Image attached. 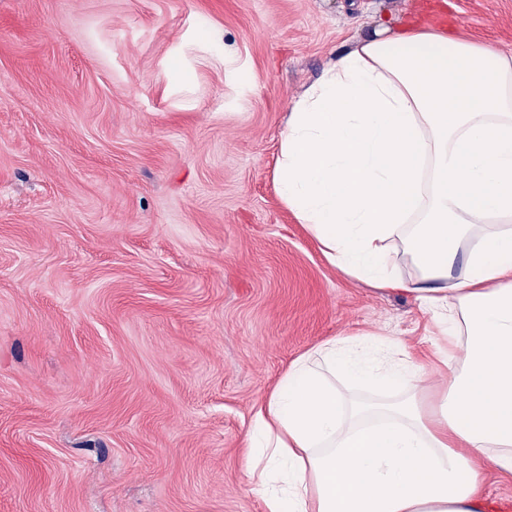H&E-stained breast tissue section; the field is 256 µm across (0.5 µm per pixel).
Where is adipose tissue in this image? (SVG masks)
Wrapping results in <instances>:
<instances>
[{
    "instance_id": "1",
    "label": "adipose tissue",
    "mask_w": 512,
    "mask_h": 512,
    "mask_svg": "<svg viewBox=\"0 0 512 512\" xmlns=\"http://www.w3.org/2000/svg\"><path fill=\"white\" fill-rule=\"evenodd\" d=\"M277 173L328 261L447 344L294 359L246 434L252 491L266 512H485L512 475V52L418 21L357 41L291 105ZM487 512H503L500 507L504 503L512 505V480L493 477L485 487Z\"/></svg>"
}]
</instances>
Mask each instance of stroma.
Instances as JSON below:
<instances>
[{
  "instance_id": "obj_1",
  "label": "stroma",
  "mask_w": 512,
  "mask_h": 512,
  "mask_svg": "<svg viewBox=\"0 0 512 512\" xmlns=\"http://www.w3.org/2000/svg\"><path fill=\"white\" fill-rule=\"evenodd\" d=\"M414 17L512 52V0H0V512H264L289 364L428 317L281 202L289 104Z\"/></svg>"
}]
</instances>
